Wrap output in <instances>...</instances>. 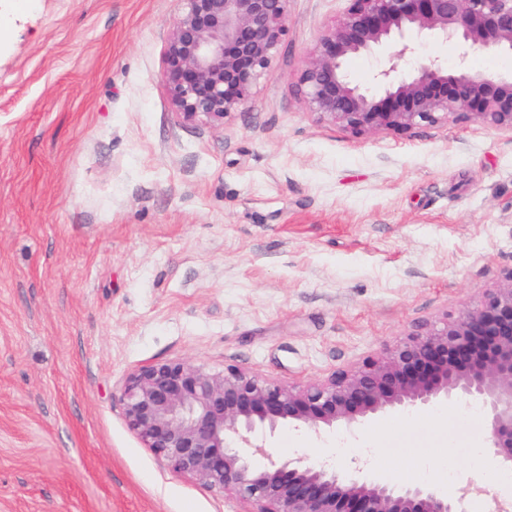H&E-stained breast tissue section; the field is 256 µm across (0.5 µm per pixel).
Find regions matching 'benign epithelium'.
<instances>
[{
  "mask_svg": "<svg viewBox=\"0 0 512 512\" xmlns=\"http://www.w3.org/2000/svg\"><path fill=\"white\" fill-rule=\"evenodd\" d=\"M163 77L187 120L222 122L250 100L287 35L288 0H182ZM455 48L407 73L409 36ZM512 52V0H349L311 52L299 85L310 109L357 135L403 132L448 117L512 132V77L467 68L473 50ZM385 53L373 88L352 83L347 59ZM450 398L481 403L489 445L512 468V268L477 303L424 325L386 351L304 388L235 367L144 365L125 379L129 429L172 472L251 503V512H460L431 487L399 488L361 468L273 458L266 438L284 423L317 435L390 411Z\"/></svg>",
  "mask_w": 512,
  "mask_h": 512,
  "instance_id": "benign-epithelium-1",
  "label": "benign epithelium"
}]
</instances>
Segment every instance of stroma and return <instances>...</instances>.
<instances>
[{
    "instance_id": "stroma-1",
    "label": "stroma",
    "mask_w": 512,
    "mask_h": 512,
    "mask_svg": "<svg viewBox=\"0 0 512 512\" xmlns=\"http://www.w3.org/2000/svg\"><path fill=\"white\" fill-rule=\"evenodd\" d=\"M0 0V512H246L127 426L126 376L227 366L292 386L474 304L512 267V133L449 118L358 136L299 77L347 0H288L247 106L188 121L163 81L181 0ZM451 399L281 461L512 505L485 415Z\"/></svg>"
}]
</instances>
